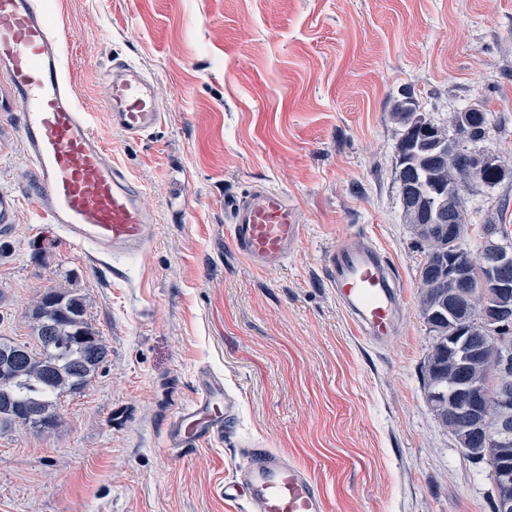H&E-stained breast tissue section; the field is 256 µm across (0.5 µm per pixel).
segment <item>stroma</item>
<instances>
[{
	"instance_id": "stroma-1",
	"label": "stroma",
	"mask_w": 512,
	"mask_h": 512,
	"mask_svg": "<svg viewBox=\"0 0 512 512\" xmlns=\"http://www.w3.org/2000/svg\"><path fill=\"white\" fill-rule=\"evenodd\" d=\"M80 107L153 214L146 249L98 261L38 216L17 115L0 81V190L21 194L0 236V338L37 348L34 305L82 295L108 356L90 386L60 398L50 432H0V512H242L217 486L254 441L303 466L328 512H492L485 465L470 462L427 404L420 366L419 250L396 179L395 100L447 128L477 109L471 151L512 168V0H46ZM150 75L161 125L132 140L101 112L113 59ZM279 189L304 235L279 270L230 244L227 206L251 185ZM468 234L512 232V178L469 181ZM360 230L400 285L398 334L355 335L324 257ZM223 376L238 422L175 454L166 429Z\"/></svg>"
}]
</instances>
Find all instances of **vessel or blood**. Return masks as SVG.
<instances>
[{"label":"vessel or blood","instance_id":"obj_1","mask_svg":"<svg viewBox=\"0 0 512 512\" xmlns=\"http://www.w3.org/2000/svg\"><path fill=\"white\" fill-rule=\"evenodd\" d=\"M60 37L39 0H0V77L20 100V135L33 165L28 185L40 216L58 225L69 241L99 256L144 250L152 218L140 192L112 161L100 141L93 113L77 104L65 74ZM104 112L131 139L151 134L162 122L163 104L152 77L116 59L107 75ZM18 199L0 191V236L15 222ZM304 227L286 194L256 185L231 206L227 236L252 266L273 271L297 253ZM336 301L355 334L383 347L397 334L399 307L395 274L367 235L348 234L325 258ZM200 396L173 420L172 450L196 447L235 422L237 399L220 377L206 373ZM231 477L219 486L230 503L248 512H326L325 497L310 472L266 448L243 444Z\"/></svg>","mask_w":512,"mask_h":512}]
</instances>
